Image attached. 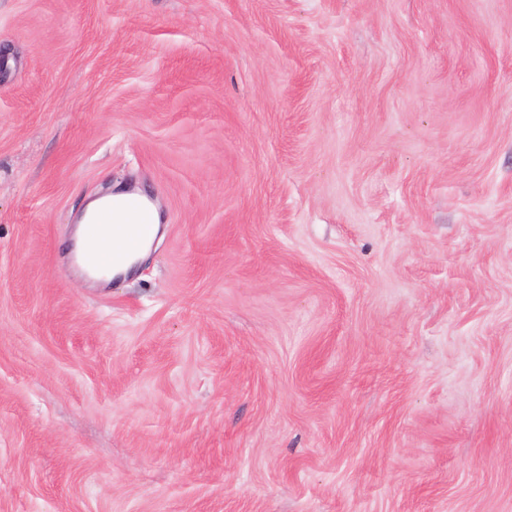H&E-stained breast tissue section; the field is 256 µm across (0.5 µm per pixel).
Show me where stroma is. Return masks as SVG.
Returning <instances> with one entry per match:
<instances>
[{
  "instance_id": "stroma-1",
  "label": "stroma",
  "mask_w": 512,
  "mask_h": 512,
  "mask_svg": "<svg viewBox=\"0 0 512 512\" xmlns=\"http://www.w3.org/2000/svg\"><path fill=\"white\" fill-rule=\"evenodd\" d=\"M0 512H512V0H0ZM140 199V201H130L123 206L127 211L138 213L142 218L143 224L138 225V231L135 237L137 243H144L149 235V226L147 224L146 214L147 208L150 214V235L147 243H144L132 249L125 260V262L105 273H97L94 271H87L89 276L93 279H104L106 281L112 280L114 276H128L134 269L137 262L146 253L150 242L158 234L160 230L161 217L156 207L147 199V197L139 192H128L124 189L115 190L114 193L106 194L100 198L90 201L85 208L80 225L78 226L75 239L74 248L77 257L81 260L84 252L85 243V258L89 265L94 268H110L112 265L119 264L123 261V254L112 252V249L105 247V234L102 231L100 224H88L93 220L100 219L101 224L106 227H111L113 224H138V217L133 213H128L122 220L105 221L103 211L109 202L124 201L127 199ZM147 206V207H146ZM84 224L85 227H84ZM84 227V236H83Z\"/></svg>"
}]
</instances>
